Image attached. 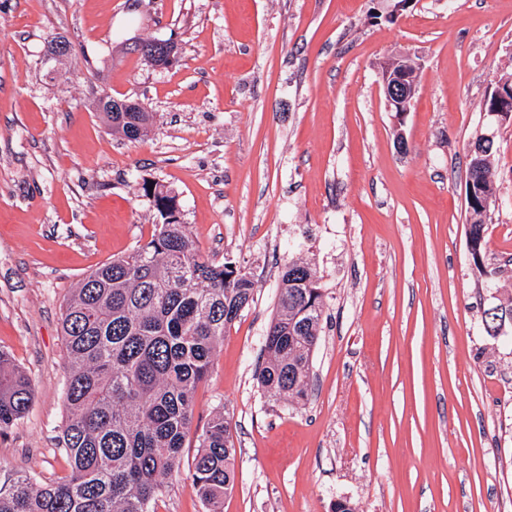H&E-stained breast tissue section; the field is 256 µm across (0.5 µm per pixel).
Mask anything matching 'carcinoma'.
Returning <instances> with one entry per match:
<instances>
[{"mask_svg":"<svg viewBox=\"0 0 512 512\" xmlns=\"http://www.w3.org/2000/svg\"><path fill=\"white\" fill-rule=\"evenodd\" d=\"M112 133L148 135L150 112L104 113ZM487 146L478 189L495 197ZM160 218L150 239L87 273L61 315L66 349L67 419L58 448L70 472L53 484L20 473L0 487V512H157L167 479L180 467L195 394L227 324L254 294L196 250L181 221L177 195L142 186ZM312 267L293 262L281 276L278 315L265 337L257 380L288 401L306 399L312 337L323 319V294ZM34 399L29 377L0 351V432L22 419ZM227 421L216 413L198 436L190 475L203 512H223L233 486Z\"/></svg>","mask_w":512,"mask_h":512,"instance_id":"1","label":"carcinoma"}]
</instances>
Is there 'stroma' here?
I'll list each match as a JSON object with an SVG mask.
<instances>
[{"instance_id":"1","label":"stroma","mask_w":512,"mask_h":512,"mask_svg":"<svg viewBox=\"0 0 512 512\" xmlns=\"http://www.w3.org/2000/svg\"><path fill=\"white\" fill-rule=\"evenodd\" d=\"M0 0V349L30 378L0 434V486L69 471L61 312L90 270L147 241L142 184L172 187L200 253L231 261L254 301L196 392L158 512H202L196 437L223 409L235 482L224 512H512V341L484 310L512 300V121L483 102L512 73V0ZM76 49L44 77L52 37ZM174 39L177 60L131 44ZM418 91L387 111L384 63ZM105 93L153 114L113 135ZM491 137L496 198L469 254L468 153ZM324 301L306 400L255 379L288 264Z\"/></svg>"}]
</instances>
